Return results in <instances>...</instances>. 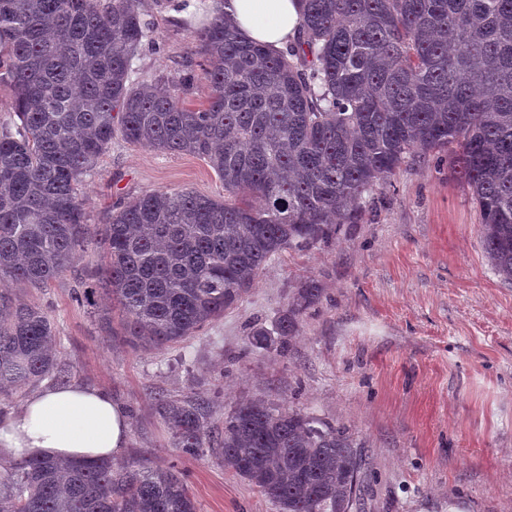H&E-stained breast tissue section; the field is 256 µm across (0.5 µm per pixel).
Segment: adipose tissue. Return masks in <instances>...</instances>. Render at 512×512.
Masks as SVG:
<instances>
[{
  "instance_id": "adipose-tissue-1",
  "label": "adipose tissue",
  "mask_w": 512,
  "mask_h": 512,
  "mask_svg": "<svg viewBox=\"0 0 512 512\" xmlns=\"http://www.w3.org/2000/svg\"><path fill=\"white\" fill-rule=\"evenodd\" d=\"M224 13L249 40L275 50L294 40L301 22L299 0H225ZM129 430L125 408L104 390L44 387L0 416V473L34 459L119 458Z\"/></svg>"
}]
</instances>
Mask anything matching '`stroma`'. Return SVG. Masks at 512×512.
Wrapping results in <instances>:
<instances>
[{"mask_svg": "<svg viewBox=\"0 0 512 512\" xmlns=\"http://www.w3.org/2000/svg\"><path fill=\"white\" fill-rule=\"evenodd\" d=\"M145 0L159 52L135 59L139 73L187 66L186 104H205L198 33L216 0ZM451 150L409 158L328 240L288 249L252 290L188 342L135 352L110 333L121 312L108 291L96 307L77 302L105 259L95 247L45 287L0 280V289L47 310L59 329V382L102 389L131 420L123 465L177 466L198 512H277L256 487L212 452L179 453L154 406L158 396L209 401L211 432L245 398H263L346 429L371 471L360 512H512V283L493 271L480 215L453 173ZM223 198L203 158L165 155L115 139L78 189L90 223L154 190ZM318 301L301 314L286 352H255L253 326L274 329L298 288ZM112 315L104 329L100 311Z\"/></svg>", "mask_w": 512, "mask_h": 512, "instance_id": "obj_1", "label": "stroma"}]
</instances>
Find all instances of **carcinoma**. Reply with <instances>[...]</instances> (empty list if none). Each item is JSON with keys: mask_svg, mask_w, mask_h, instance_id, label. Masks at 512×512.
<instances>
[{"mask_svg": "<svg viewBox=\"0 0 512 512\" xmlns=\"http://www.w3.org/2000/svg\"><path fill=\"white\" fill-rule=\"evenodd\" d=\"M296 42L249 41L216 9L194 74L138 75L154 44L142 0H0V75L12 124L0 130V279L45 287L89 245L134 349L183 342L224 316L272 257L356 222L406 156L458 147L453 163L495 273L512 283V0H300ZM208 161L224 199L149 191L87 223L78 196L116 137ZM320 289H300L279 348ZM57 326L0 290V389L55 375ZM252 346H273L264 327ZM175 448H208L278 512H353L365 460L340 427L261 399L237 402L204 437L210 406L156 399ZM0 512H198L173 467L37 459L10 472Z\"/></svg>", "mask_w": 512, "mask_h": 512, "instance_id": "cac0c4a2", "label": "carcinoma"}]
</instances>
